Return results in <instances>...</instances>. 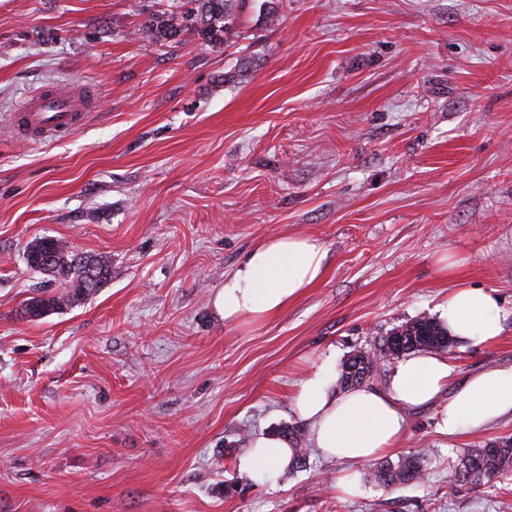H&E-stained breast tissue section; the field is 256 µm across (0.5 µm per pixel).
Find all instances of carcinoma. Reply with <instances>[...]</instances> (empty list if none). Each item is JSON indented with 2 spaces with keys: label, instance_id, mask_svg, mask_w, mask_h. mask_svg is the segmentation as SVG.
Wrapping results in <instances>:
<instances>
[{
  "label": "carcinoma",
  "instance_id": "cac0c4a2",
  "mask_svg": "<svg viewBox=\"0 0 512 512\" xmlns=\"http://www.w3.org/2000/svg\"><path fill=\"white\" fill-rule=\"evenodd\" d=\"M189 3L192 7L187 9L178 25L162 17L153 18L151 26L157 36L174 40L181 32L192 30L209 43H227L234 10L241 7L243 0H189ZM25 255L27 265L36 272L46 258H52L48 278L66 285V291L60 295L43 293L30 298L25 305L30 318H39L49 310L79 303L99 291L110 279L107 260L78 252L53 237L32 240L26 246ZM453 347L454 337L448 328L432 316L421 315L393 329L390 335L383 337L379 346L350 355L340 367L337 384L342 389L360 386L372 380L381 365L407 353H449ZM284 435L295 445V467H304L307 461V451L302 448L306 442L305 433L287 429ZM511 474L512 438L509 437L467 449L448 469V483L483 485ZM426 478L425 460L415 453L402 455L396 461H381L366 475V479L386 488L421 484Z\"/></svg>",
  "mask_w": 512,
  "mask_h": 512
}]
</instances>
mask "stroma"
<instances>
[{
	"instance_id": "1",
	"label": "stroma",
	"mask_w": 512,
	"mask_h": 512,
	"mask_svg": "<svg viewBox=\"0 0 512 512\" xmlns=\"http://www.w3.org/2000/svg\"><path fill=\"white\" fill-rule=\"evenodd\" d=\"M185 0H0V512H503L512 476L448 482L465 449L439 405L409 410L401 453L424 484L343 491L350 465L247 474L259 433L324 357L343 361L454 288L490 290L503 332L458 341L450 387L512 367V0H264L228 43L173 41ZM97 103L63 137L26 142L13 107L49 86ZM309 235L324 278L277 318L228 322L210 300L263 240ZM54 237L107 257L82 303L31 270ZM459 265L441 272L442 257Z\"/></svg>"
}]
</instances>
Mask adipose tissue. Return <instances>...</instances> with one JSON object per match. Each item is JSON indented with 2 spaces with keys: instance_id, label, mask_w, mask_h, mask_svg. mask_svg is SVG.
<instances>
[{
  "instance_id": "1",
  "label": "adipose tissue",
  "mask_w": 512,
  "mask_h": 512,
  "mask_svg": "<svg viewBox=\"0 0 512 512\" xmlns=\"http://www.w3.org/2000/svg\"><path fill=\"white\" fill-rule=\"evenodd\" d=\"M327 250L312 236L282 234L252 249L211 299L227 321H264L277 317L326 271ZM441 318L457 338L477 345L493 342L502 332L499 307L490 291L476 287L453 290ZM452 367L436 353L402 358L385 386L336 389V362L327 358L305 378L293 397V408L308 427L313 448L324 457L362 464L400 447L410 408L448 401L442 423L448 434L475 431L512 416V369L495 368L469 377L448 391ZM295 450L280 433L255 436L239 468L254 472L288 467Z\"/></svg>"
}]
</instances>
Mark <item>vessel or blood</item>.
Wrapping results in <instances>:
<instances>
[{
	"label": "vessel or blood",
	"mask_w": 512,
	"mask_h": 512,
	"mask_svg": "<svg viewBox=\"0 0 512 512\" xmlns=\"http://www.w3.org/2000/svg\"><path fill=\"white\" fill-rule=\"evenodd\" d=\"M93 99L85 86L50 88L23 101L11 115L17 136L25 141L41 140L78 127Z\"/></svg>",
	"instance_id": "obj_1"
}]
</instances>
